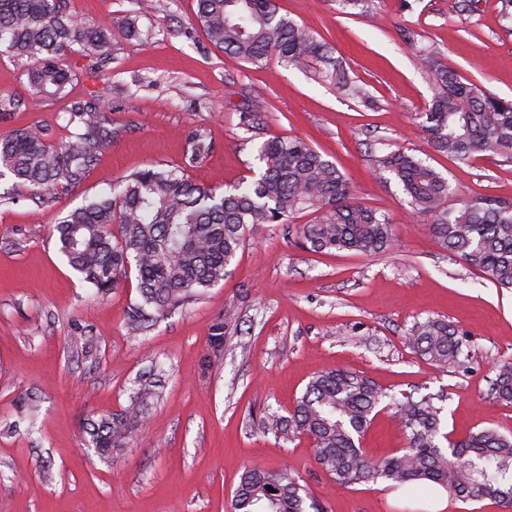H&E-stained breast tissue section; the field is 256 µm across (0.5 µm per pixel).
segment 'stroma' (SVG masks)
Returning a JSON list of instances; mask_svg holds the SVG:
<instances>
[{
	"label": "stroma",
	"mask_w": 512,
	"mask_h": 512,
	"mask_svg": "<svg viewBox=\"0 0 512 512\" xmlns=\"http://www.w3.org/2000/svg\"><path fill=\"white\" fill-rule=\"evenodd\" d=\"M282 12L334 49L373 97L367 107L312 73L270 61L244 63L216 50L196 0H154L139 34H121L135 0H69L117 35L104 62L71 54L77 77L63 95L32 98L26 60L0 47V95L21 98L0 133L41 125L64 139L75 101L97 94L115 137L84 182L33 202L0 179V512H229L248 466L294 469L322 512H504L488 502L452 504L445 492L391 491L382 483L333 487L308 437L268 431L317 372L345 368L396 394L433 397L451 437L492 426L512 434V404L495 402L500 362L512 360V292L437 247L426 217L395 180L371 173L374 154L402 148L432 166L462 198L512 202V160L486 152L461 162L437 151L417 125L434 93L424 50L486 92L512 100V25L502 0H375L377 16L343 13L336 0H278ZM263 100L267 133L298 136L347 174L362 205L396 226L392 252L313 253L297 243L306 213L248 235L232 273L199 299L132 333L134 284L98 298L63 260L50 227L114 180L151 165L185 166L196 183L224 190L258 167L261 137L242 126L247 96ZM213 143L186 165L185 139ZM439 318L467 335L463 366L440 370L411 347L414 321ZM227 319L224 347L211 329ZM86 328L96 347L75 336ZM164 388L127 448L100 459L84 439L89 420L126 407L139 377ZM39 408L21 414V398ZM369 456L405 444L388 411L361 440Z\"/></svg>",
	"instance_id": "35a3bbf8"
}]
</instances>
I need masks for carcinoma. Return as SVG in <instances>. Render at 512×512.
Here are the masks:
<instances>
[{
	"label": "carcinoma",
	"mask_w": 512,
	"mask_h": 512,
	"mask_svg": "<svg viewBox=\"0 0 512 512\" xmlns=\"http://www.w3.org/2000/svg\"><path fill=\"white\" fill-rule=\"evenodd\" d=\"M196 3L197 20L215 48L252 65L275 60L286 68L311 67L346 95L369 101L329 44L280 13L277 0ZM114 36L111 24L73 15L67 0H0V44L31 62L27 83L35 96L60 94L76 76L64 60L78 50L102 55ZM434 81L433 98L415 120L435 149L462 161L484 152L512 160V100L484 93L447 67L434 70ZM20 107L21 100L0 96V122ZM67 123L74 131L60 142L37 125L1 134L0 178L11 176L39 201L59 187L81 184L115 131L94 96L74 103ZM241 123L263 130V106L251 102ZM185 145L191 162L211 149L202 129L192 131ZM258 160L251 178L222 192L192 182L182 167L131 172L113 185L112 194L87 199L58 218L51 233L68 266L95 294L136 281L138 299L127 316L133 332L223 282L248 232L260 224H284L306 211L313 218L300 225L299 237L312 252L374 256L394 249L389 217L356 202L346 174L305 139L271 135L259 146ZM373 164L377 175L397 180L415 212L429 217L441 249L512 289L511 201L462 199L450 207L448 180L401 149L374 156ZM408 336L427 361L460 365L466 339L457 326L427 318L415 322ZM491 394L512 404L511 361L498 367ZM159 396L156 384L143 381L126 407L88 422V444L104 457L127 447ZM382 404L392 410L407 445L372 459L361 438ZM267 427L309 437L316 463L338 488L378 481L402 490L425 485L442 488L454 502L491 501L512 509L511 435L483 428L453 441L441 429L433 398H399L355 371L315 374L288 416L270 415ZM231 506L232 512H322L294 472L259 467L244 470Z\"/></svg>",
	"instance_id": "obj_1"
}]
</instances>
